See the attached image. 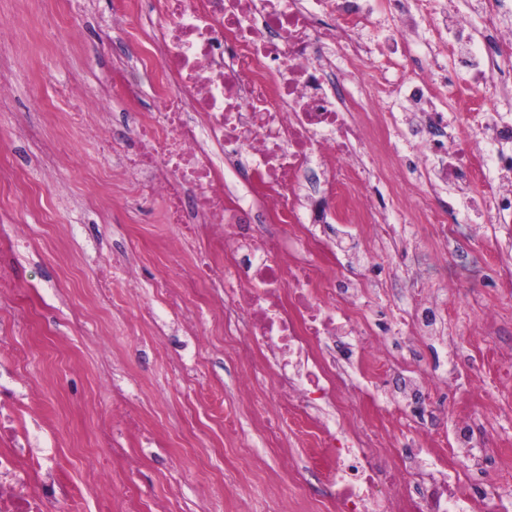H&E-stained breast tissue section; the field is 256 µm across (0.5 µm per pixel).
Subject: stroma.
Instances as JSON below:
<instances>
[{"label": "stroma", "instance_id": "35a3bbf8", "mask_svg": "<svg viewBox=\"0 0 512 512\" xmlns=\"http://www.w3.org/2000/svg\"><path fill=\"white\" fill-rule=\"evenodd\" d=\"M114 2L93 0L92 13L76 24L72 17L83 0H0V18L15 21L0 37L10 49L0 83L16 106L0 112V209L15 217L14 224H0V321L16 324L15 334L0 342V407H23L34 392L41 397L29 426L30 453L79 491L60 512H103L105 500L121 499L122 485L105 487L99 480L113 470L146 487L139 512L156 505L167 512H327L325 478L300 446L296 426L285 424L279 442H270L239 400L245 365L225 352L223 334L200 342L181 312L152 288L154 278L178 279L164 255L178 230L166 223L162 201L144 200L133 179L113 182L112 158L93 138L70 134L65 125L70 87L93 92L108 79L120 84L113 63L135 47L130 34L136 22L105 24ZM49 22L55 38L46 43L41 30ZM160 106L151 95L136 102L118 96L93 119L119 140L127 132L122 113L148 114ZM25 121L38 124L71 157L63 179L41 167L36 146L10 136L12 124ZM411 218L401 199L391 198L388 221L406 240L402 254H379L377 237L367 229L354 239L355 257L368 267L362 302L370 331L382 342L384 365L365 408L375 415L401 406L395 386L401 370L442 374L449 357L484 355L487 333H499L497 375L476 367L470 378L429 391L424 407L444 430L460 411L493 402L498 448L472 476L512 485V332L504 330L512 324V296L498 278L500 269L512 267V237L486 223L477 199L461 205L469 235L445 243ZM20 232L29 240L21 252L12 245ZM425 254L447 264L455 287L429 281L419 263ZM116 256L136 270L141 286L115 284L107 317L85 298L95 290L97 269ZM416 289L447 314L446 341L406 333L396 342L388 334L391 308ZM479 303L495 307L497 318L462 333L461 323L471 320ZM147 306L158 322L141 329L137 323ZM178 362L192 369L194 382L175 373ZM129 399L140 430L120 437L117 449L99 447L100 428ZM299 484L307 497L301 505L295 499Z\"/></svg>", "mask_w": 512, "mask_h": 512}]
</instances>
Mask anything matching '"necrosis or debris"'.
Listing matches in <instances>:
<instances>
[{"mask_svg": "<svg viewBox=\"0 0 512 512\" xmlns=\"http://www.w3.org/2000/svg\"><path fill=\"white\" fill-rule=\"evenodd\" d=\"M477 3L481 32L463 15L442 12L430 23L452 34L453 47L483 46L470 58L481 78L460 116L435 104L461 92L456 72L435 60L410 65L412 24L391 31L374 63L362 33L377 13L402 11V0H155L136 58L163 109L127 113L133 147L119 170L164 201L184 241L209 240L178 285L154 286L180 308L222 272L224 347L262 357L240 391L252 395L268 374L275 380L278 398L259 416L268 436L335 410L338 427L318 433L311 453L330 465L337 512H512V500L456 461L423 457L409 471L377 426L355 425L350 398L378 375L369 361L378 345L346 307L361 279L337 277L318 260L324 225L375 224L390 235L371 194L378 182L444 242L463 227L456 200L440 195L451 181L479 188L488 223H512V191L486 181L479 159L488 154L512 174V116L495 108L512 90V37L503 34L502 0ZM344 67L364 70L357 89L339 79ZM393 80L424 107L423 123L407 131L423 148L421 178L410 186L398 149L370 138L398 121L373 109ZM228 165L246 168V179L230 185ZM27 432L24 416L0 413V512H54L78 495L28 457Z\"/></svg>", "mask_w": 512, "mask_h": 512, "instance_id": "1", "label": "necrosis or debris"}]
</instances>
